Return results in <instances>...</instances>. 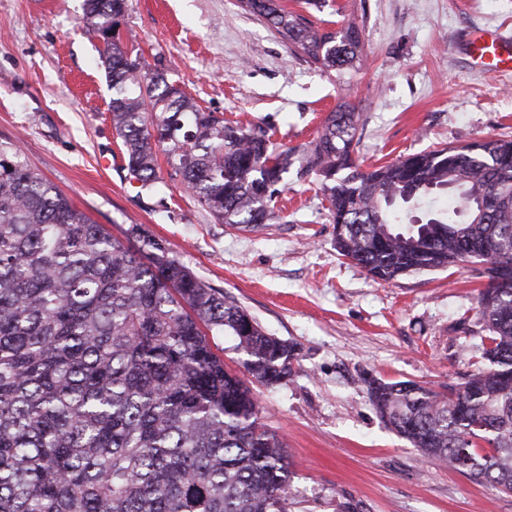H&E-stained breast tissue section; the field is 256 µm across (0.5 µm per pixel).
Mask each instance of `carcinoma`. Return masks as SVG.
Listing matches in <instances>:
<instances>
[{"label": "carcinoma", "mask_w": 512, "mask_h": 512, "mask_svg": "<svg viewBox=\"0 0 512 512\" xmlns=\"http://www.w3.org/2000/svg\"><path fill=\"white\" fill-rule=\"evenodd\" d=\"M327 72L364 63L359 28L322 30L280 0H238ZM127 0H85L104 40L112 127L129 174L158 182L155 148L220 223L276 219L284 174L321 180L339 255L379 280L469 265L487 281L486 365L443 392L378 381L369 400L423 456L512 493V138L481 139L362 170L359 115L330 113L312 144L269 150L265 131L205 112L161 69L107 40ZM112 236L0 139V512H288L287 450L250 387L224 366L227 336L256 381L292 377L295 349L206 285L140 224Z\"/></svg>", "instance_id": "1"}]
</instances>
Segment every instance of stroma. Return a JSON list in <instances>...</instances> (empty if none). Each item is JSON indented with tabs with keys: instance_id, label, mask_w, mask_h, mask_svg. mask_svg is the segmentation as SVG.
Segmentation results:
<instances>
[{
	"instance_id": "obj_1",
	"label": "stroma",
	"mask_w": 512,
	"mask_h": 512,
	"mask_svg": "<svg viewBox=\"0 0 512 512\" xmlns=\"http://www.w3.org/2000/svg\"><path fill=\"white\" fill-rule=\"evenodd\" d=\"M322 28L353 23L365 63L321 71L237 0H128L120 32L203 110L262 127L278 149L314 140L337 105L355 106L361 169L486 137H512V72L477 69L467 34L512 36V0H283ZM85 0H0V137L96 223L139 224L268 333L296 349L275 387L249 380L283 438L290 512H512L498 493L424 460L371 405L366 378L435 389L482 362L484 280L451 267L373 279L333 244L316 179L288 177L277 219L260 231L221 224L160 162L161 183L130 178L112 127L101 42Z\"/></svg>"
}]
</instances>
